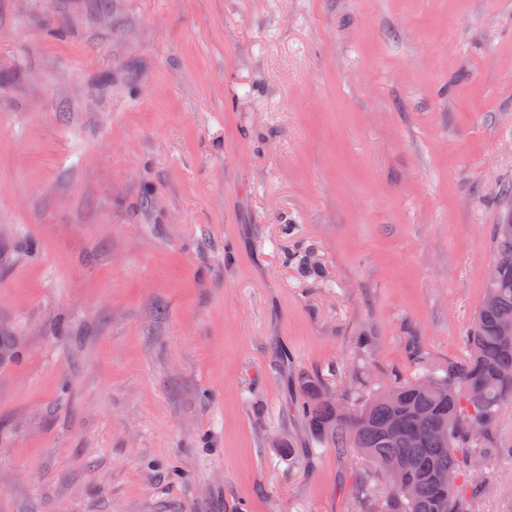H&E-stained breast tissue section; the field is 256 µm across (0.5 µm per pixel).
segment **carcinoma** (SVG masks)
<instances>
[{"mask_svg": "<svg viewBox=\"0 0 512 512\" xmlns=\"http://www.w3.org/2000/svg\"><path fill=\"white\" fill-rule=\"evenodd\" d=\"M496 260L484 301L467 337L471 355L450 362L443 374L392 381L349 411L312 378L302 381L310 432L337 451L349 450L388 481L385 495L368 512H461L460 477L473 474L483 455L477 439L512 402V340L501 319L512 313V217L496 225ZM17 359L16 340L0 331V349ZM450 472L448 487L437 474Z\"/></svg>", "mask_w": 512, "mask_h": 512, "instance_id": "1", "label": "carcinoma"}]
</instances>
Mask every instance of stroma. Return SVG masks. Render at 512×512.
I'll return each instance as SVG.
<instances>
[{
	"label": "stroma",
	"instance_id": "1",
	"mask_svg": "<svg viewBox=\"0 0 512 512\" xmlns=\"http://www.w3.org/2000/svg\"><path fill=\"white\" fill-rule=\"evenodd\" d=\"M510 212L512 0H0V512H358L302 380L466 359Z\"/></svg>",
	"mask_w": 512,
	"mask_h": 512
}]
</instances>
